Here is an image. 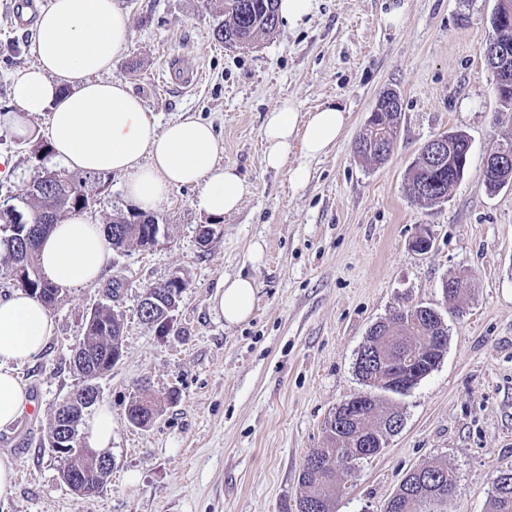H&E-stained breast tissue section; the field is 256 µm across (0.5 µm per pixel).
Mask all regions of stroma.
Masks as SVG:
<instances>
[{
  "mask_svg": "<svg viewBox=\"0 0 512 512\" xmlns=\"http://www.w3.org/2000/svg\"><path fill=\"white\" fill-rule=\"evenodd\" d=\"M117 4L129 26L113 77L158 125L212 123L220 162L237 170L246 193L238 212L212 222L195 206L197 188H174L154 210V246L113 253L102 280L63 290L50 310L52 339L19 369L29 413L0 430V455L17 472L0 512H293L306 454L322 445L336 407L364 390L354 363L369 328L418 303L442 314L447 350L430 375L392 397L401 430L343 480L335 510L385 512L407 474L439 463L457 483L445 512H488L493 476L512 469V187L490 195L482 185L486 155L512 137V109L499 103L481 52L496 0H408L396 28L384 21L387 0H314L303 24L281 22L246 47L214 39L224 19L216 0ZM32 33L12 25L11 0H0V111L12 73L34 60ZM387 88L400 96V132L375 166L353 145ZM286 98L304 112L333 100L348 113L302 186L289 179L298 156L278 170L262 161L264 115ZM24 122L22 136L0 121V157L11 164L0 206L19 205L26 185L58 166L34 151L49 138L47 114ZM448 131L469 138L465 175L447 201L417 204L406 172L421 146ZM123 185L112 174L88 217L100 224L133 210ZM208 223L214 233L203 243L198 230ZM423 233L432 247L422 254L412 242ZM176 274L187 286L173 331L162 335L139 303L147 286ZM240 274L254 280L257 302L230 327L212 296ZM450 276L472 282L458 314L441 293ZM101 304L121 316L123 355L96 381L112 409V476L86 497L62 482L49 433L56 405L81 384L67 357ZM146 396L165 404L138 427L128 408Z\"/></svg>",
  "mask_w": 512,
  "mask_h": 512,
  "instance_id": "stroma-1",
  "label": "stroma"
}]
</instances>
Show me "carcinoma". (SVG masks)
<instances>
[{
	"instance_id": "cac0c4a2",
	"label": "carcinoma",
	"mask_w": 512,
	"mask_h": 512,
	"mask_svg": "<svg viewBox=\"0 0 512 512\" xmlns=\"http://www.w3.org/2000/svg\"><path fill=\"white\" fill-rule=\"evenodd\" d=\"M224 23L218 26L213 37L221 43L233 39L249 42L257 34H272L279 24L278 0H221ZM401 104L395 102L375 114L373 126L364 127L356 141H373L374 135L384 139L390 148H395L399 134ZM449 141L450 152L444 164L420 155V161L407 172L410 197L418 204H436L448 199L454 187L463 178L465 168L458 161L469 155L468 137L460 131L444 134ZM56 179L39 176L21 197L24 208L11 207L3 211L0 219V267L7 270L17 265L28 269V282L21 289L29 292L48 308L56 305L61 288L51 282L41 270L39 263V242L50 226L65 213H83L94 204L90 187L102 182V174L87 173L76 177L65 170L55 171ZM512 183V170L499 171L482 179L484 189L495 194ZM32 224L41 225L39 235L29 249H20L16 241ZM160 224L157 216L150 212L131 210L117 213L105 224V238L109 248L116 252L136 245L144 248L157 236ZM186 281L178 276L172 281L148 287L156 294L161 304L167 305L180 299ZM422 310L409 306L396 311L382 330L368 333L364 357L358 363V374L363 385L370 389V407L344 431L336 430V419L344 413L339 408L327 422L325 442L320 448H313L304 459L299 476L300 494L296 512H335L336 484L339 476H348L363 455L372 449L363 447L362 438L373 429L383 435L388 431L387 422L394 411L383 404L378 393L397 395L390 389H380L373 383L381 361L389 356L402 353L405 348L395 344L393 337L409 336L414 346H426L429 352L427 369L434 370L448 344V327L437 321L416 323L414 318ZM123 327L119 315L110 305H101L91 310L86 320L82 340L77 349L85 360L69 364L80 374L83 383H93L98 377L112 369L122 357L121 336ZM159 398H139L129 408V419L137 426L151 423L149 417L139 412L150 405H160ZM400 503H413L419 509L408 508L404 512H430L428 507L443 503L448 495L456 492V486L448 474V468L440 465L422 467L407 475L405 484L398 488ZM489 512H512V483L501 484L499 477L491 482Z\"/></svg>"
}]
</instances>
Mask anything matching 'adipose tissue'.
<instances>
[{
    "instance_id": "adipose-tissue-1",
    "label": "adipose tissue",
    "mask_w": 512,
    "mask_h": 512,
    "mask_svg": "<svg viewBox=\"0 0 512 512\" xmlns=\"http://www.w3.org/2000/svg\"><path fill=\"white\" fill-rule=\"evenodd\" d=\"M127 27L128 16L115 0H51L34 27L36 62L12 79L15 113H48L55 159L82 173L121 174L127 198L141 209L157 207L173 188L193 185L199 211L212 218L237 212L245 183L234 168L220 165L224 144L211 125L187 117L158 126L125 82L109 79L125 49ZM347 121L336 103L304 113L293 99L282 100L262 125L265 167L281 169L298 155L290 181L305 184L309 160L336 144ZM109 256L102 225L81 213L54 224L40 246L45 276L66 288L97 280ZM212 302L227 325L240 324L253 312L255 283L244 275L225 279ZM54 333L49 310L35 298L21 290L0 298V428L29 410L18 369Z\"/></svg>"
}]
</instances>
